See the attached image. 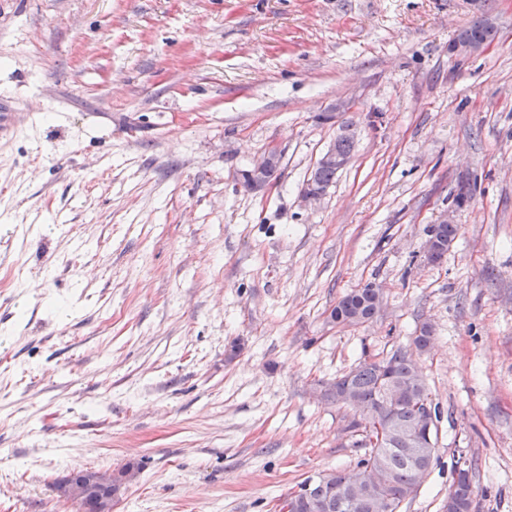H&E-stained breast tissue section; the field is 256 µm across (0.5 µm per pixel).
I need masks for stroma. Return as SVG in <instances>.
Instances as JSON below:
<instances>
[{
    "mask_svg": "<svg viewBox=\"0 0 512 512\" xmlns=\"http://www.w3.org/2000/svg\"><path fill=\"white\" fill-rule=\"evenodd\" d=\"M2 99L0 512H77L57 477L129 462L116 512H276L363 454L324 389L424 323L443 417L401 512H446L461 457L475 512H512V0H0ZM368 283L378 316L332 324ZM335 146L329 148L318 160L315 172L307 180V184L312 181L315 188H325L320 190H311L308 188L300 192V200L306 207L316 205L325 197L327 188L335 179L338 170L342 169L349 161V158L342 157L336 153V150L346 156H350L353 148V136L351 134H342L336 139ZM331 166V167H325ZM336 167V168H334ZM337 170V171H336ZM280 154L274 148H269L259 153L252 161L250 168L246 171V176L249 179L254 191H261L267 187L269 183L262 180V174L265 169L276 162ZM280 159L271 165L265 172V179L268 182L276 180V173L280 167ZM453 213L454 210L449 209L448 212L443 215L441 220V223L445 224H432L430 231L427 229L423 249L425 258L428 262L430 257L434 255V250L432 249V234L438 244L436 261H440L439 264L447 254L448 248L452 242L456 239L459 232V226L457 224H453Z\"/></svg>",
    "mask_w": 512,
    "mask_h": 512,
    "instance_id": "35a3bbf8",
    "label": "stroma"
}]
</instances>
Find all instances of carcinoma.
<instances>
[{
  "label": "carcinoma",
  "mask_w": 512,
  "mask_h": 512,
  "mask_svg": "<svg viewBox=\"0 0 512 512\" xmlns=\"http://www.w3.org/2000/svg\"><path fill=\"white\" fill-rule=\"evenodd\" d=\"M459 36L477 39L495 38V31L486 21H478L463 28ZM336 177V168L319 166L311 175L315 188L328 187ZM430 232L438 244L437 260L441 261L456 239L459 226L456 224H434ZM383 298L370 288H357L343 297L331 309L330 319L342 320L351 325L364 324L379 313ZM347 393L360 403L373 408L385 403L395 404L394 430L382 448L371 443L370 429L373 420L352 421L349 429L358 434L355 448L365 449L364 455L350 470L330 472L325 479L309 477L305 498L298 505V512H375L372 500L363 498L356 502L348 494L356 476L373 467L380 470L381 496L389 499L395 507L413 498L418 490L415 453L418 449L410 444L415 429L422 419L418 398L425 397L433 408L435 420H440V406L431 399L425 380L418 378V369L410 353L401 347L389 351L379 359L363 361L348 373L337 378L324 393V397L336 400V394ZM448 497L458 506L457 512H473L475 487L469 476L451 483Z\"/></svg>",
  "instance_id": "1"
}]
</instances>
